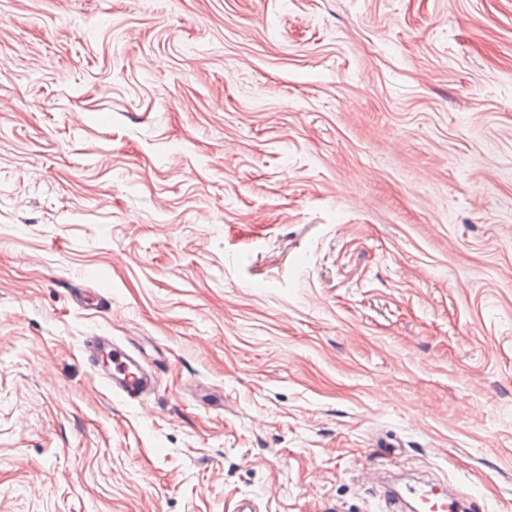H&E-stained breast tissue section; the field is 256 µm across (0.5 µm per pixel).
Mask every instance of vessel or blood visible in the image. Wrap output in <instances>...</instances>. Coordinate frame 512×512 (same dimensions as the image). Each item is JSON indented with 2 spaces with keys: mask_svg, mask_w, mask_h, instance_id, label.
Returning <instances> with one entry per match:
<instances>
[{
  "mask_svg": "<svg viewBox=\"0 0 512 512\" xmlns=\"http://www.w3.org/2000/svg\"><path fill=\"white\" fill-rule=\"evenodd\" d=\"M99 375L117 396L136 398L157 386V372L129 348L112 344L99 362ZM384 512H476V497H463L427 480L386 479L382 485Z\"/></svg>",
  "mask_w": 512,
  "mask_h": 512,
  "instance_id": "1",
  "label": "vessel or blood"
}]
</instances>
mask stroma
<instances>
[{
	"label": "stroma",
	"instance_id": "35a3bbf8",
	"mask_svg": "<svg viewBox=\"0 0 512 512\" xmlns=\"http://www.w3.org/2000/svg\"><path fill=\"white\" fill-rule=\"evenodd\" d=\"M391 465L512 512V0H0V512ZM94 366L100 368L99 375L113 395L136 398L153 392L157 386L156 370L143 364L132 350L115 342Z\"/></svg>",
	"mask_w": 512,
	"mask_h": 512
}]
</instances>
